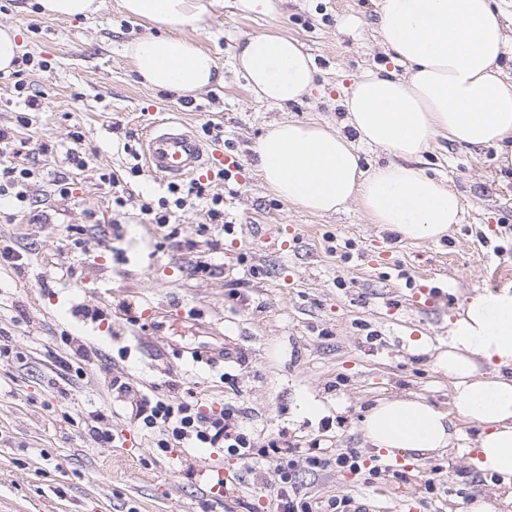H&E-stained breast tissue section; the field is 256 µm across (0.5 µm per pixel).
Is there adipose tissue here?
Segmentation results:
<instances>
[{
  "label": "adipose tissue",
  "mask_w": 512,
  "mask_h": 512,
  "mask_svg": "<svg viewBox=\"0 0 512 512\" xmlns=\"http://www.w3.org/2000/svg\"><path fill=\"white\" fill-rule=\"evenodd\" d=\"M212 0H122L127 15L165 26L194 25ZM381 43L405 75L364 73L343 99L342 127L282 121L254 147L266 184L285 202L326 214L358 200L372 223L408 239H437L461 223L463 202L450 185L413 167L441 132L460 145L491 147L496 166L512 169V59L492 0H377ZM150 87L183 95L221 80L215 59L180 36H145L126 47ZM235 62L251 91L277 104L315 88V66L298 41L277 33L243 39ZM386 152V163L363 171L358 145ZM452 389L442 410L421 397L377 400L362 421L376 451L427 455L451 448L457 420L477 426L467 446L474 473L512 480V289L471 296L435 359Z\"/></svg>",
  "instance_id": "adipose-tissue-1"
}]
</instances>
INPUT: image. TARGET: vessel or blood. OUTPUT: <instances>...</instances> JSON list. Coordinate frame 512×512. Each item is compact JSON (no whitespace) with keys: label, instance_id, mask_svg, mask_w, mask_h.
Here are the masks:
<instances>
[{"label":"vessel or blood","instance_id":"obj_1","mask_svg":"<svg viewBox=\"0 0 512 512\" xmlns=\"http://www.w3.org/2000/svg\"><path fill=\"white\" fill-rule=\"evenodd\" d=\"M144 157L148 170L166 180L191 177L214 160L208 146L175 118L148 131Z\"/></svg>","mask_w":512,"mask_h":512}]
</instances>
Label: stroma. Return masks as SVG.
Returning <instances> with one entry per match:
<instances>
[{
	"instance_id": "1",
	"label": "stroma",
	"mask_w": 512,
	"mask_h": 512,
	"mask_svg": "<svg viewBox=\"0 0 512 512\" xmlns=\"http://www.w3.org/2000/svg\"><path fill=\"white\" fill-rule=\"evenodd\" d=\"M376 0H288L282 15H245L215 0L205 20L180 34L209 51L224 81L192 98L142 84L127 42L168 30L127 16L121 0H97L90 18H51L35 0H0V24L18 33L43 109L33 112L0 72V129L19 142L16 160L38 171L26 212L0 199V240L22 256L0 264V512H267L274 465L248 467L206 448L160 451L137 428L113 377L133 389L228 407L255 446L295 447V480L311 501L349 495L370 512H468L479 477L461 448L388 459L369 448L360 421L380 397L420 396L450 406L448 377L434 358L448 323L493 270L512 267V172L495 152L435 137L418 167L462 196L464 214L440 239H406L371 223L359 201L318 215L281 201L255 166L254 147L272 122L340 126L341 101L364 72L395 64L376 31ZM267 31L297 39L313 57L316 88L280 106L255 98L234 65L240 39ZM175 114L238 164L223 224L208 200L151 223L166 182L131 173L152 124ZM220 136L205 133L206 123ZM86 165L69 164L68 151ZM115 173L118 184L101 181ZM72 187L60 197L54 183ZM459 281L454 302L407 307L434 280ZM239 289L240 298L229 295ZM84 346L87 362L71 349ZM209 349L213 366L189 353ZM81 375L58 379L60 360ZM321 417L303 416V399ZM110 415L113 443L89 432ZM356 453L363 471L313 472L305 449ZM378 466L377 475L367 469ZM440 475L427 492L416 471ZM405 472L399 481L397 472Z\"/></svg>"
}]
</instances>
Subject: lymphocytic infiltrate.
I'll list each match as a JSON object with an SVG mask.
<instances>
[{"label": "lymphocytic infiltrate", "instance_id": "f902f5d3", "mask_svg": "<svg viewBox=\"0 0 512 512\" xmlns=\"http://www.w3.org/2000/svg\"><path fill=\"white\" fill-rule=\"evenodd\" d=\"M112 388L130 398V417L143 428L158 432V447L167 449L184 443L197 448H217L235 456L242 464L262 461L275 463L280 484L272 500L274 512H364L350 496L328 499L321 510H314L308 497L301 495L290 474L289 449L279 439L269 440L266 447L254 443L232 418L230 410H214L194 399L165 400L141 391H131L127 383L113 379Z\"/></svg>", "mask_w": 512, "mask_h": 512}]
</instances>
